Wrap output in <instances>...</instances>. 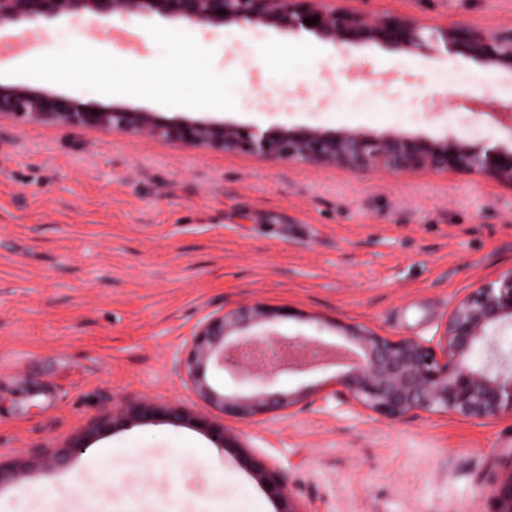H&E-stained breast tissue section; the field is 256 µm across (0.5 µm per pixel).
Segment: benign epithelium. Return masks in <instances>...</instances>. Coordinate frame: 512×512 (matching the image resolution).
Returning <instances> with one entry per match:
<instances>
[{
    "label": "benign epithelium",
    "instance_id": "benign-epithelium-1",
    "mask_svg": "<svg viewBox=\"0 0 512 512\" xmlns=\"http://www.w3.org/2000/svg\"><path fill=\"white\" fill-rule=\"evenodd\" d=\"M225 13L219 14L217 10ZM89 12L127 21L158 14L181 18L191 24L213 27L236 25L243 29L273 28L298 34L306 31L335 46L359 48L378 45L424 57L443 52L471 59L485 67L512 73V26L485 29L452 22L426 25L396 12L370 14L336 5V0H0V28L38 18L75 19ZM318 18L308 25L305 18ZM61 129L111 130L146 138H163L196 148L258 154L273 162H305L359 174L383 168L406 172L429 169L456 174H477L512 188V139L507 143L488 138L462 139L411 136L393 131L381 136L342 129L280 125L261 132L254 126L218 120L163 118L156 112L114 103L94 108L80 101L34 89L25 84L0 83V117ZM490 120L512 133V105L487 113ZM291 316L285 309L264 304L229 310L202 323L190 349L180 358L198 395L208 404L238 420L260 424L274 411L299 405V392L273 389L279 374L294 368L317 367L313 361L284 358L261 365L242 358L248 349L262 352L288 346L296 351L328 353L314 336L284 337L267 325ZM512 327V270L494 282L479 285L456 303L438 339L385 336L367 327L336 324L359 350L347 372L335 378L324 398L347 403L359 414L400 421L420 413L454 415L484 420L512 415V357L501 351L497 337ZM254 327L261 331L250 334ZM242 366L254 390L246 396L218 393L207 381L209 365ZM164 419L185 420L205 429L229 447L231 432L208 416L189 415L166 402L143 401L123 406L98 419L92 433L114 430L129 421L149 423ZM243 461L279 500V512H298L285 490L280 473L261 456L245 454ZM63 456L34 454L21 461L0 460V485L17 480L34 468L58 466ZM494 512H512V472L494 494Z\"/></svg>",
    "mask_w": 512,
    "mask_h": 512
}]
</instances>
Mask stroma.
I'll return each instance as SVG.
<instances>
[{"label": "stroma", "mask_w": 512, "mask_h": 512, "mask_svg": "<svg viewBox=\"0 0 512 512\" xmlns=\"http://www.w3.org/2000/svg\"><path fill=\"white\" fill-rule=\"evenodd\" d=\"M370 11L479 27L512 25V0H365ZM104 18L21 22L24 52L0 74L77 41ZM158 24L214 50L237 74L233 111L168 108L33 80L83 103L166 117L328 130L466 137L448 111L491 125L486 86L512 98V74L461 56L426 58L314 34L191 26L157 15L119 23L101 49L137 64L162 50ZM512 270V188L470 174H353L195 148L109 130L0 119V456L63 453L0 485V512H278L242 465L267 459L298 512H491L512 472V417L423 414L399 422L331 400L254 425L204 403L176 353L211 316L256 303L289 310L277 331L347 346L336 323L425 341L454 305ZM345 368L283 373L277 389L320 396ZM208 414L237 448L203 429L131 424L74 450L98 418L144 399Z\"/></svg>", "instance_id": "obj_1"}]
</instances>
